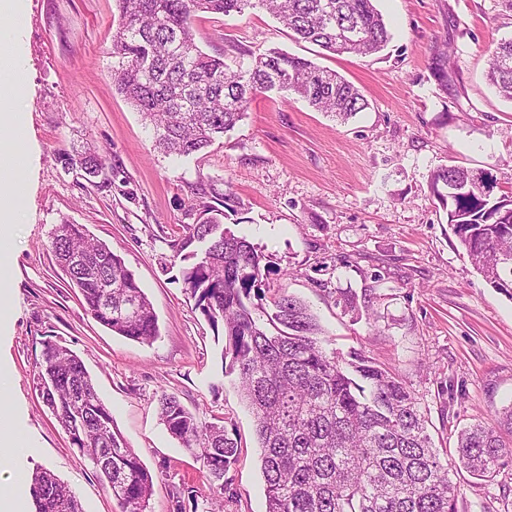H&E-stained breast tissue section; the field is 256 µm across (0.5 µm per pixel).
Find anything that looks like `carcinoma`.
I'll return each mask as SVG.
<instances>
[{
	"instance_id": "1",
	"label": "carcinoma",
	"mask_w": 512,
	"mask_h": 512,
	"mask_svg": "<svg viewBox=\"0 0 512 512\" xmlns=\"http://www.w3.org/2000/svg\"><path fill=\"white\" fill-rule=\"evenodd\" d=\"M108 74L116 92L153 132L164 155L191 156L232 130L255 96L291 92L315 110L344 120L367 108L359 90L334 70L271 50L230 70L205 53L193 33L198 12L242 14L260 7L295 38L332 54L382 51L390 34L375 0H117ZM487 79L512 101V39L490 49ZM55 161L77 167L92 186L105 160L91 145L64 150ZM490 177L457 166L435 171L432 189L471 263L497 292L512 299V196L494 202ZM206 244L184 268L183 282L212 325L223 323L229 372L237 375L260 445L266 512H458V488L427 433L417 399L393 370L360 352L343 355L309 305L281 293L268 313L260 303L271 261L247 239L210 217L193 226ZM51 251L78 289L83 308L127 339L158 336L153 303L122 257L82 224L62 221ZM36 385L44 405L92 463L121 512H146L152 476L98 397L79 356L42 341ZM169 434L196 453L219 490L238 442L224 425L201 422L173 395L159 398ZM459 462L493 482L512 463V441L475 424L457 436ZM35 512H83L70 486L46 469L31 476Z\"/></svg>"
}]
</instances>
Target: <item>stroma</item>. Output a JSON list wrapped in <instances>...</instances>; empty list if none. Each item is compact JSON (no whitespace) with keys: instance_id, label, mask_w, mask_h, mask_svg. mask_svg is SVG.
I'll return each mask as SVG.
<instances>
[{"instance_id":"35a3bbf8","label":"stroma","mask_w":512,"mask_h":512,"mask_svg":"<svg viewBox=\"0 0 512 512\" xmlns=\"http://www.w3.org/2000/svg\"><path fill=\"white\" fill-rule=\"evenodd\" d=\"M391 32L372 55L320 54L265 10L201 13L199 46L230 68L280 49L335 70L368 107L347 122L281 92L258 96L245 117L204 151L158 154L151 130L116 93L107 50L116 0H27L20 27L27 95L21 122L30 176L9 269V324L0 362L24 442L22 475L51 470L84 512H120L93 465L44 406L34 376L50 337L83 361L114 425L153 480L147 512H192L214 495L199 458L170 436L161 395L206 422L222 421L239 453L224 474V512H265L254 423L226 374L224 331L195 308L177 251L201 252L190 230L214 206L222 222L268 255L267 298L306 301L336 349L389 366L447 450L458 512H512V467L494 483L459 467L456 431L492 426L512 405V299L471 264L431 189L451 165L492 174V197L512 196V103L488 85L491 44L512 39V0H377ZM106 155L104 187L65 171L54 156L83 142ZM121 255L158 316L149 344L87 314L49 250L61 219ZM367 294L368 312L336 299Z\"/></svg>"}]
</instances>
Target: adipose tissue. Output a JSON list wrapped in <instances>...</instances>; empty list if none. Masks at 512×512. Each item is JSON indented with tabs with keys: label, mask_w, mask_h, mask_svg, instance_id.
I'll return each instance as SVG.
<instances>
[{
	"label": "adipose tissue",
	"mask_w": 512,
	"mask_h": 512,
	"mask_svg": "<svg viewBox=\"0 0 512 512\" xmlns=\"http://www.w3.org/2000/svg\"><path fill=\"white\" fill-rule=\"evenodd\" d=\"M0 59L12 68L10 85L0 95V327L9 323L11 292L6 286L5 271L12 259L14 243L9 232L19 220L18 206L27 185V162L23 140L16 122L23 87V65L19 30L0 31ZM22 436L11 408L0 404V512H22L25 486L9 481L8 475L19 464L18 450Z\"/></svg>",
	"instance_id": "ef3b65f1"
}]
</instances>
